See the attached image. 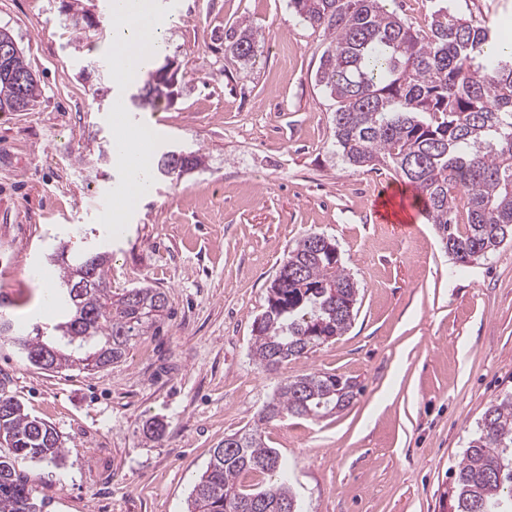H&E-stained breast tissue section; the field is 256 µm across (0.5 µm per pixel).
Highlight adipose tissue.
Masks as SVG:
<instances>
[{"label": "adipose tissue", "mask_w": 512, "mask_h": 512, "mask_svg": "<svg viewBox=\"0 0 512 512\" xmlns=\"http://www.w3.org/2000/svg\"><path fill=\"white\" fill-rule=\"evenodd\" d=\"M118 8L119 15L112 18L109 47L115 58V76L125 82L138 77L142 56L164 54L169 21L159 12L155 0H118ZM114 120L118 134L113 143L112 160L114 166L124 172L127 183L117 189L115 204L104 215L103 221L108 225L124 223L127 212L138 200L129 187L141 184L151 162L139 129L129 126L123 113H116Z\"/></svg>", "instance_id": "adipose-tissue-1"}]
</instances>
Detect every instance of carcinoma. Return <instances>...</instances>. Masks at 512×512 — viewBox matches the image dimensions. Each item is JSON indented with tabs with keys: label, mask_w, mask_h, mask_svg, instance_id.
Masks as SVG:
<instances>
[{
	"label": "carcinoma",
	"mask_w": 512,
	"mask_h": 512,
	"mask_svg": "<svg viewBox=\"0 0 512 512\" xmlns=\"http://www.w3.org/2000/svg\"><path fill=\"white\" fill-rule=\"evenodd\" d=\"M389 0H290L296 15L329 39L318 82L336 101L334 139L342 161L356 170L385 165L411 186L454 263L485 259L512 240V51L480 21L438 4L425 27L414 28ZM225 51L247 64L256 36L241 24L225 33ZM168 65L148 71L130 98L136 109L171 99ZM38 82L20 48L0 62V112L36 104ZM188 151L176 175L203 168ZM110 258L91 252L57 254L48 302L62 310L53 325L35 323L31 336L0 312V335L42 370H96L126 356L137 338L156 335L170 316L161 288L116 292L108 285ZM358 288L339 266L336 245L309 233L288 249L254 323L252 357L274 372L292 359L343 335L351 326ZM47 350L50 361L35 355ZM356 385L311 372L280 383L254 425L224 438L196 480L187 512H301L287 485L288 464L264 439L263 426L288 416L319 418L350 405ZM0 512H43L28 475L32 462L60 466L56 430L23 404L0 395ZM274 474L279 481L248 490L241 478ZM449 512H512V397L484 411L448 489Z\"/></svg>",
	"instance_id": "obj_1"
}]
</instances>
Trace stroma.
<instances>
[{
	"instance_id": "obj_1",
	"label": "stroma",
	"mask_w": 512,
	"mask_h": 512,
	"mask_svg": "<svg viewBox=\"0 0 512 512\" xmlns=\"http://www.w3.org/2000/svg\"><path fill=\"white\" fill-rule=\"evenodd\" d=\"M177 69L171 103L127 108L156 152H200L203 169L156 176L121 231L102 217L122 173L99 152L116 135L118 83L102 0H0L41 96L0 112V296L27 321L44 304L36 269L58 245L109 252L114 289H163L171 314L102 370L38 369L0 338V394L51 424L65 461L29 476L44 512H187L213 448L251 428L281 381L353 380L345 409L266 425L302 512H448L446 492L491 400L512 394V242L459 268L387 167L353 170L333 145L336 102L316 72L327 45L288 0H158ZM512 38V0H452ZM82 13L86 22L68 19ZM249 24L256 57L224 51ZM335 243L359 293L342 336L278 371L251 355L253 325L303 236ZM163 421L162 439L142 433Z\"/></svg>"
}]
</instances>
